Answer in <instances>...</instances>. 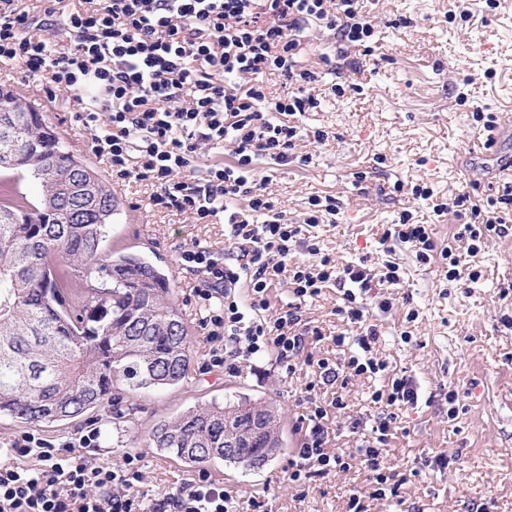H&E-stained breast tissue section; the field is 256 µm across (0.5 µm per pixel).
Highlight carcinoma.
<instances>
[{
  "label": "carcinoma",
  "mask_w": 512,
  "mask_h": 512,
  "mask_svg": "<svg viewBox=\"0 0 512 512\" xmlns=\"http://www.w3.org/2000/svg\"><path fill=\"white\" fill-rule=\"evenodd\" d=\"M17 142L28 146L26 174L37 193L31 202L11 181L0 182V414L51 423L110 403L112 424L130 428L132 414L119 408L122 386H174L190 365L188 331L170 283L140 256L106 249L101 212L118 206L106 182L98 179L99 210L87 208L78 187L91 168L62 150L47 125L25 112H0V172L10 170ZM66 167L75 201L64 209L56 205L64 193L56 170ZM16 209L26 222L1 217ZM94 273L109 277L112 287L92 285ZM259 406L272 416L269 461L283 447L280 415L244 396L164 420L148 441L190 466L222 460L224 415L247 426Z\"/></svg>",
  "instance_id": "1"
}]
</instances>
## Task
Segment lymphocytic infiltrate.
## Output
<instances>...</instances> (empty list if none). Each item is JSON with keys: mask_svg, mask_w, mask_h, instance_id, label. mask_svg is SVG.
I'll return each mask as SVG.
<instances>
[{"mask_svg": "<svg viewBox=\"0 0 512 512\" xmlns=\"http://www.w3.org/2000/svg\"><path fill=\"white\" fill-rule=\"evenodd\" d=\"M85 2L49 19L22 10L19 0H0V64L29 76L47 73L53 89L74 92L81 106L76 118L90 129V148L107 157L113 177L150 182L153 204L191 223L223 220L228 239L239 246L235 263L196 245L179 257L182 269L204 279L199 298L219 302L207 319L218 343L211 367L232 374L271 351L281 370L295 374L309 343L323 339L319 327L304 320L302 305L333 288L342 300L336 313L348 326L333 342L349 355L340 364L318 359L320 377L334 383L342 376L351 380L386 371L373 353L379 332L364 318L375 291L399 285V265L390 262L380 271L362 262L337 266L316 236L303 234L337 215L335 198L310 196L304 222L294 224L255 177L257 161L282 167L295 161L297 141L327 140L326 131L310 132L299 122L321 104L309 91L317 73L300 63L303 32L309 26L332 32L336 51L323 54L324 63L347 60L349 48L364 45L374 33L363 0ZM59 30L76 41L68 52L54 49L52 35ZM267 74L282 78L283 95L266 94L261 79ZM227 143L233 147L232 162L210 165L205 183L182 179L199 156ZM240 200L245 208H237ZM509 208L512 182L484 203L467 191L434 203L435 214L451 211L463 220L446 248H437L432 228L411 223L406 212L384 236L410 244L419 262L440 256L449 280L465 277L474 283L481 273L464 270L463 259L505 236ZM298 241L308 257L289 262L290 247ZM283 282L289 301L271 309L268 292ZM242 283L251 295L247 306L236 293ZM418 399L410 377L398 373L387 391L372 395L377 408L372 440L358 453L376 497L398 491L396 474L386 466L387 445L400 410ZM332 407L342 410L346 404L338 397L330 406L311 407L310 430L288 461L289 482L302 487L314 477L351 469L350 456L326 446L323 422ZM96 438L92 431L75 442L32 434L15 441L7 450L12 465L0 466V512H239L237 498L204 473L163 500L138 499L131 493L143 479L138 455H125L115 468L77 460L75 447H89Z\"/></svg>", "mask_w": 512, "mask_h": 512, "instance_id": "obj_1", "label": "lymphocytic infiltrate"}]
</instances>
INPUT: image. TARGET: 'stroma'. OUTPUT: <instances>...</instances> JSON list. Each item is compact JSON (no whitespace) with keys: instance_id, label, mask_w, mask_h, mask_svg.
Listing matches in <instances>:
<instances>
[{"instance_id":"35a3bbf8","label":"stroma","mask_w":512,"mask_h":512,"mask_svg":"<svg viewBox=\"0 0 512 512\" xmlns=\"http://www.w3.org/2000/svg\"><path fill=\"white\" fill-rule=\"evenodd\" d=\"M452 0H368L365 10L374 24L372 53L351 50L359 72L349 67L328 72L320 56L334 37L311 30L312 49L306 68L321 72L316 88L321 106L305 113L301 124L325 130L329 138L317 146L299 142L295 153L309 156L301 165L258 164L257 176L288 220L303 222L310 196L332 195L339 203L334 223L315 228L325 252L337 264L366 259L380 266L398 263L403 281L386 291L389 309L369 303V323L377 325L378 359L389 368L406 370L418 389L417 405L406 407L400 427L390 440L387 463L406 474L397 496L373 498L363 475L329 473L305 487L289 484L285 469L305 433L308 397L328 402L343 394L346 415L359 420L357 430L337 427L328 419L329 448L350 452L361 435L369 433L375 407L374 391L386 390V373L361 377L347 389L317 383L310 369L287 375L273 354L256 359L254 366L236 374L208 368L211 343L206 318L210 307L199 300L200 277L179 266L183 248L199 245L223 256L226 244L222 224H193L184 217L153 206V187L146 181H114L110 162L90 149V133L74 114L79 104L62 91L46 98L48 79L27 77L10 67L0 68V85L14 88L24 98H37L44 122L54 128L64 145L107 180L119 207L107 228V247L115 253H136L166 275L174 287V304L191 340V363L176 386L140 389L124 399L137 424L111 429L99 436L93 449L79 448L78 459L114 467L126 454L140 455L144 480L136 489L145 500H158L195 468L172 460L150 447L145 437L159 422L205 404L224 403L240 392L256 402L273 403L281 413L283 450L265 467L245 470L223 461L205 464V471L226 490L260 495L267 512H347L352 491H360L368 512H467L471 503L493 499L495 512H512V294L500 297L512 284V234L489 240L469 263L481 270L472 285L448 281L440 259L422 264L411 249L393 243L384 249L380 238L401 211H410L418 224L434 227L437 248L447 247L458 229L454 213L435 216L441 203L477 184L480 196L497 195L512 181V170L499 171L485 155L473 153L477 140L474 112L494 113L500 127L512 125V0H497L496 9L474 14L468 21L449 20ZM345 87L334 96L332 84ZM385 164H375L377 156ZM364 173L356 183L355 173ZM426 184L432 201H415L393 190L395 182ZM336 293L329 290L308 300L304 316L318 326L324 339L313 346L314 358L336 359L333 335L344 326L333 310ZM416 311L414 322L405 319ZM411 331L410 343L400 339ZM313 393H306L307 384ZM459 393V415L448 417V392ZM111 416L110 408L80 418L54 423L21 424L0 419V448L25 434L54 440L79 438ZM450 456L447 469L426 467L432 456Z\"/></svg>"}]
</instances>
